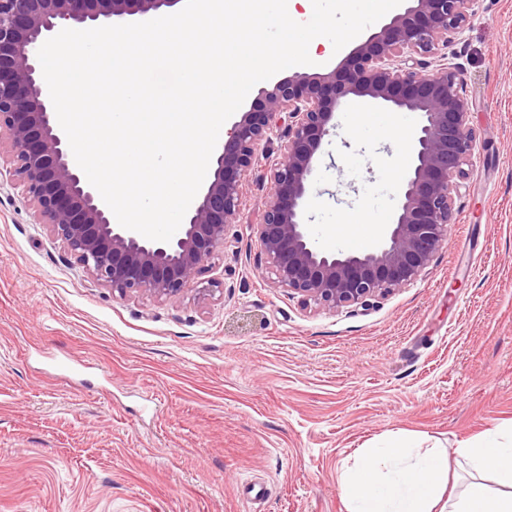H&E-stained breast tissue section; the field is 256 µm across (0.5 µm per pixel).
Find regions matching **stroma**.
<instances>
[{
  "instance_id": "stroma-1",
  "label": "stroma",
  "mask_w": 512,
  "mask_h": 512,
  "mask_svg": "<svg viewBox=\"0 0 512 512\" xmlns=\"http://www.w3.org/2000/svg\"><path fill=\"white\" fill-rule=\"evenodd\" d=\"M429 68L464 71L477 136L426 274L369 308H303L260 266L248 183L237 246L169 301L94 285L0 179V512H346L357 449H454L512 429V0H471ZM417 113L336 115L312 231L370 249L411 161ZM265 484L259 508L240 495Z\"/></svg>"
}]
</instances>
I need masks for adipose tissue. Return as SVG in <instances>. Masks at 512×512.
Listing matches in <instances>:
<instances>
[{"mask_svg":"<svg viewBox=\"0 0 512 512\" xmlns=\"http://www.w3.org/2000/svg\"><path fill=\"white\" fill-rule=\"evenodd\" d=\"M452 453L468 473L456 491L448 488ZM452 453L398 439L358 449L337 477L347 512H512V442L466 444Z\"/></svg>","mask_w":512,"mask_h":512,"instance_id":"obj_1","label":"adipose tissue"}]
</instances>
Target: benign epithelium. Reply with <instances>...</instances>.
I'll use <instances>...</instances> for the list:
<instances>
[{
    "label": "benign epithelium",
    "instance_id": "1",
    "mask_svg": "<svg viewBox=\"0 0 512 512\" xmlns=\"http://www.w3.org/2000/svg\"><path fill=\"white\" fill-rule=\"evenodd\" d=\"M404 12L326 73L297 72L262 87L224 137L209 182L180 233L152 241L112 222L85 182L38 73L44 38L76 25L147 15L178 0H0V155L38 224L46 226L96 285L119 297L170 300L232 246L243 183L260 146L281 132L283 154L269 171L262 221L253 225L267 278L305 307H370L427 271L454 223V197L468 178L476 138L457 63L429 71L412 54L451 42L470 0H409ZM352 98L420 114L413 159L380 242L365 252L319 247L306 204L323 139Z\"/></svg>",
    "mask_w": 512,
    "mask_h": 512
}]
</instances>
